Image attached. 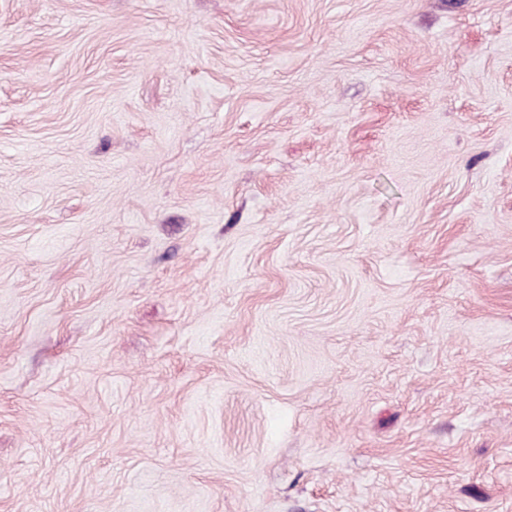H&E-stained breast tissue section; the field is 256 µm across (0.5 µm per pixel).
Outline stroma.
<instances>
[{"mask_svg": "<svg viewBox=\"0 0 512 512\" xmlns=\"http://www.w3.org/2000/svg\"><path fill=\"white\" fill-rule=\"evenodd\" d=\"M0 512H512V0H0Z\"/></svg>", "mask_w": 512, "mask_h": 512, "instance_id": "stroma-1", "label": "stroma"}]
</instances>
